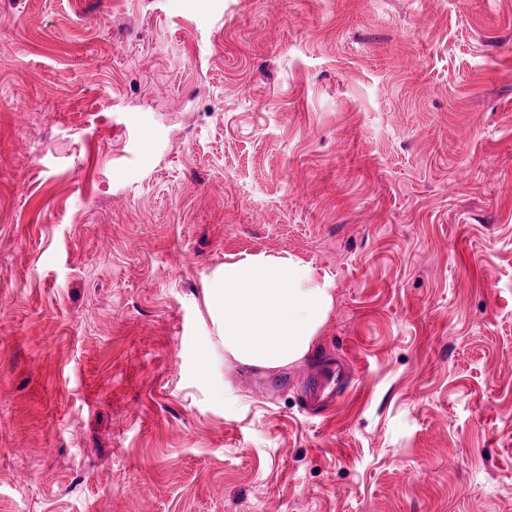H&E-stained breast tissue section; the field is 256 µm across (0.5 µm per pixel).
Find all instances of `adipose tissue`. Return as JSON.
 <instances>
[{
  "instance_id": "adipose-tissue-1",
  "label": "adipose tissue",
  "mask_w": 512,
  "mask_h": 512,
  "mask_svg": "<svg viewBox=\"0 0 512 512\" xmlns=\"http://www.w3.org/2000/svg\"><path fill=\"white\" fill-rule=\"evenodd\" d=\"M210 348L199 368L213 378L212 350L262 372L306 358L334 306L331 282L294 256L248 254L203 274Z\"/></svg>"
}]
</instances>
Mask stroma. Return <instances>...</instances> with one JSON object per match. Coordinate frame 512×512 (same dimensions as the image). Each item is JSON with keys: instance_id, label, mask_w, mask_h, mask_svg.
Wrapping results in <instances>:
<instances>
[{"instance_id": "obj_1", "label": "stroma", "mask_w": 512, "mask_h": 512, "mask_svg": "<svg viewBox=\"0 0 512 512\" xmlns=\"http://www.w3.org/2000/svg\"><path fill=\"white\" fill-rule=\"evenodd\" d=\"M258 253L335 307L223 395ZM0 512H512V0H0ZM343 381V371L340 367L330 371L312 383L306 391V399L315 402L322 398L326 390H329L327 397L331 399L336 397V401L343 400L345 389L341 387Z\"/></svg>"}]
</instances>
